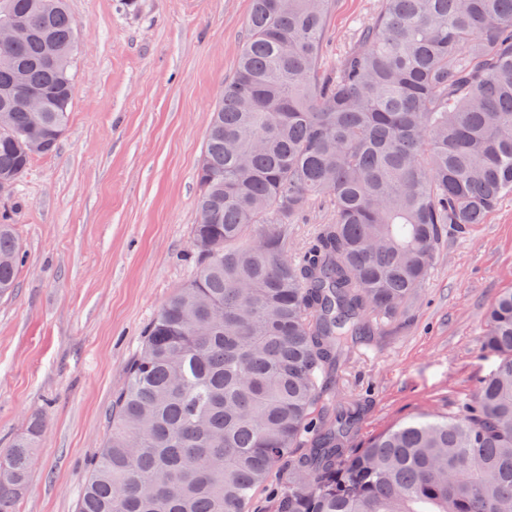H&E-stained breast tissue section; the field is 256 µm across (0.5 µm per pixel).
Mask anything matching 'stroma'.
Returning <instances> with one entry per match:
<instances>
[{
  "mask_svg": "<svg viewBox=\"0 0 512 512\" xmlns=\"http://www.w3.org/2000/svg\"><path fill=\"white\" fill-rule=\"evenodd\" d=\"M79 41L67 129L0 194L24 254L0 296V455L46 419L17 512H77L113 397L142 335L191 279L196 172L210 113L235 77L251 0H67ZM382 0H336L323 63L355 45ZM332 206L315 198L288 240L303 250ZM512 289V196L484 223L444 234L423 290L326 374L362 410L353 448L389 428L455 412L498 364L480 338Z\"/></svg>",
  "mask_w": 512,
  "mask_h": 512,
  "instance_id": "35a3bbf8",
  "label": "stroma"
}]
</instances>
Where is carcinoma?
<instances>
[{
	"label": "carcinoma",
	"mask_w": 512,
	"mask_h": 512,
	"mask_svg": "<svg viewBox=\"0 0 512 512\" xmlns=\"http://www.w3.org/2000/svg\"><path fill=\"white\" fill-rule=\"evenodd\" d=\"M332 0H253L236 76L211 112L191 225L196 271L145 332L112 403L78 512H512V290L487 314L500 362L462 408L360 450L355 407L319 374L415 298L448 225L512 194V0H383L327 69ZM0 193L55 150L72 102L66 0H0ZM22 79L40 118L12 95ZM318 196L335 219L298 255L288 225ZM23 261L0 217V294ZM40 418L0 457V512L26 487ZM288 478V472L286 469H279L274 472L270 481V486L264 490L259 491L253 500L252 511H272V504L270 502L269 491L271 488L276 487L284 483Z\"/></svg>",
	"instance_id": "carcinoma-1"
}]
</instances>
